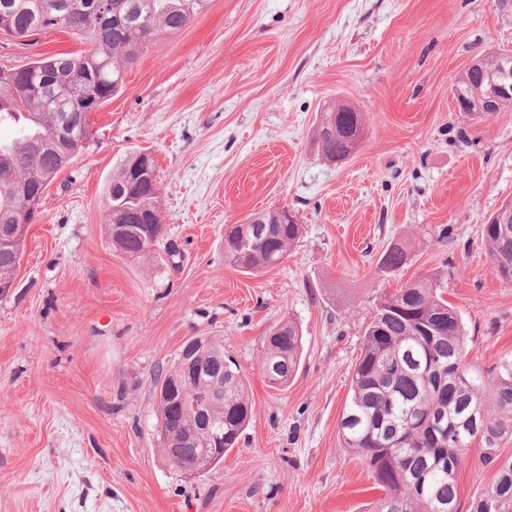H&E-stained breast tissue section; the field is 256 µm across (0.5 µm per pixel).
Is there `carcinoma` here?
<instances>
[{"mask_svg": "<svg viewBox=\"0 0 512 512\" xmlns=\"http://www.w3.org/2000/svg\"><path fill=\"white\" fill-rule=\"evenodd\" d=\"M209 0H0V30L24 42L47 30L67 32L86 45L18 67L0 68V124L18 127L17 140L0 142V230L32 224L44 188L66 167L55 145L66 135L78 154L90 140L92 112L124 85L127 68L161 33L182 30ZM365 130L360 112L321 113L316 140L329 162H343ZM142 151L116 163L105 189L106 234L112 248L132 260L148 256L165 234L160 193L142 177ZM257 223L224 231V262L256 275L280 265L299 241L302 225L283 223L274 208ZM488 254L502 281L512 285V224L487 223ZM24 239L0 245V285L18 269ZM408 248H388L377 263L387 276L400 269ZM461 314L448 303L437 274L376 296L362 328L360 355L351 372L350 396L339 422L343 447L371 469L382 491L371 512H458L456 473L476 443L494 481L471 503V512H512V355L491 369L467 359ZM302 334L293 323L272 329L261 369L268 385L283 389L296 376ZM199 388L216 394L202 420L184 392L182 408L158 394L159 443L184 470L209 444L206 425L224 431V449L235 448L252 416L248 381L224 345L210 340L195 353ZM160 389H177L181 358L158 370Z\"/></svg>", "mask_w": 512, "mask_h": 512, "instance_id": "obj_1", "label": "carcinoma"}]
</instances>
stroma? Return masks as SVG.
I'll return each instance as SVG.
<instances>
[{
  "label": "stroma",
  "instance_id": "obj_1",
  "mask_svg": "<svg viewBox=\"0 0 512 512\" xmlns=\"http://www.w3.org/2000/svg\"><path fill=\"white\" fill-rule=\"evenodd\" d=\"M83 48L0 34V66ZM498 50L512 51V0H209L139 55L0 297V512H364L379 493L338 423L374 297L441 272L469 361L512 352V286L483 236L512 201V108L471 121L452 96ZM338 102L366 133L334 164L315 138ZM130 150L154 156L166 228L139 262L105 231V185ZM282 206L303 226L287 261L226 265L225 225ZM396 244L409 259L382 276ZM289 321L302 363L272 389L260 361ZM194 336L223 343L253 405L239 447L200 475L157 444V370ZM480 455L458 472L459 512L494 479Z\"/></svg>",
  "mask_w": 512,
  "mask_h": 512
}]
</instances>
